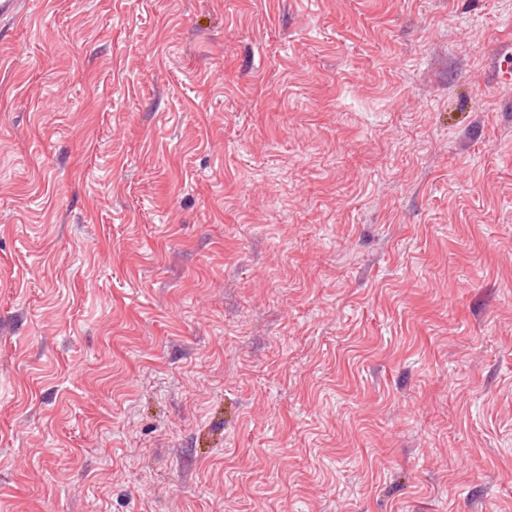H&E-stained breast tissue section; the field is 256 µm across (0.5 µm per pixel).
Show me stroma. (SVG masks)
Here are the masks:
<instances>
[{
	"label": "stroma",
	"instance_id": "obj_1",
	"mask_svg": "<svg viewBox=\"0 0 512 512\" xmlns=\"http://www.w3.org/2000/svg\"><path fill=\"white\" fill-rule=\"evenodd\" d=\"M0 512H512V0H30Z\"/></svg>",
	"mask_w": 512,
	"mask_h": 512
}]
</instances>
